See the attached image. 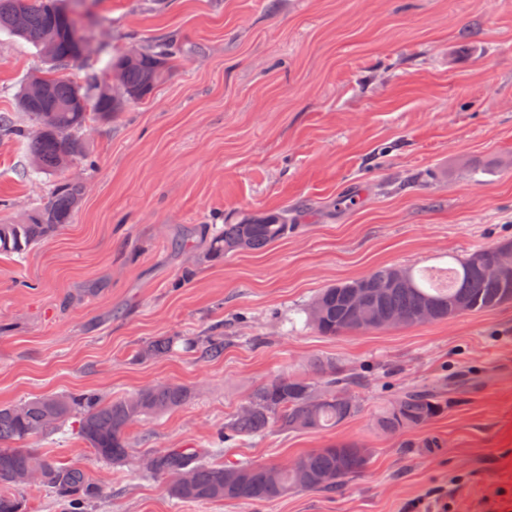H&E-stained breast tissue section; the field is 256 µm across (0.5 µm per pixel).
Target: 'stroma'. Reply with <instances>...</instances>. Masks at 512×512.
I'll use <instances>...</instances> for the list:
<instances>
[{
    "label": "stroma",
    "instance_id": "1",
    "mask_svg": "<svg viewBox=\"0 0 512 512\" xmlns=\"http://www.w3.org/2000/svg\"><path fill=\"white\" fill-rule=\"evenodd\" d=\"M88 85L109 56L158 40L183 60L152 96L90 115L85 161L31 175L26 142L0 136V223L83 185L72 221L23 257L0 256V404L36 395L114 400L160 382L188 402L133 424L103 462L71 428L33 446L83 469L90 512H512V305L336 338L304 324L328 285L385 265L512 239V0H84ZM48 63L0 31V114ZM357 202L337 207L339 197ZM288 211L260 251L207 255L200 224ZM224 339L204 357L206 337ZM165 338L169 352L144 353ZM332 360L359 377L358 410L319 433L223 443V460L287 463L336 442L371 449L335 492L271 502L179 503L145 458L207 449L253 389ZM447 380L443 414L384 434L375 416L406 386ZM434 447H425L426 439Z\"/></svg>",
    "mask_w": 512,
    "mask_h": 512
}]
</instances>
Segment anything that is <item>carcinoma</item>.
Instances as JSON below:
<instances>
[{"instance_id": "1", "label": "carcinoma", "mask_w": 512, "mask_h": 512, "mask_svg": "<svg viewBox=\"0 0 512 512\" xmlns=\"http://www.w3.org/2000/svg\"><path fill=\"white\" fill-rule=\"evenodd\" d=\"M0 0V30L20 37L45 57L50 69L31 76L46 88L42 99L28 97V86L18 95V105L37 126L28 132L0 118V135L28 140L31 173L64 169L86 157L79 133L94 102L97 115L108 120L128 100L150 96L181 61V52L156 41L130 56L111 57L105 66L110 79L89 92L65 71L80 63L77 20L66 0ZM83 194L74 180L55 184L50 200L23 224H0V255L23 256L33 246L71 223ZM288 211L268 214L220 230L203 225L209 255L261 250L288 236ZM512 241L478 248L464 258H452L445 286L422 270L382 266L367 275L321 289L305 309V324L321 336L336 337L369 331L368 324L383 316L401 317V325L445 321L458 316L464 302L469 312L494 311L512 304V277L492 279L482 263L492 260ZM317 380L279 376L255 389L248 406L231 418L229 436L255 438L275 427L287 432H316L335 427L356 413L346 386L354 383L336 364L315 365ZM190 390L180 384L159 383L123 398L103 401L91 394L50 393L18 404L0 405V512H21L15 489L37 482L66 501L65 512H84L101 489L75 466H63L52 457L23 443L62 431L69 421L89 448L107 462L127 456V431L141 420L161 417L182 406ZM444 411L438 385L403 389L380 413L376 426L383 432H409L426 425ZM223 450L170 449L152 454L146 470L166 479L167 493L180 502L275 501L290 490L336 491L369 463L370 451L355 443L339 442L308 452L290 464L259 465L248 461L216 464ZM324 474L330 482L320 481Z\"/></svg>"}]
</instances>
